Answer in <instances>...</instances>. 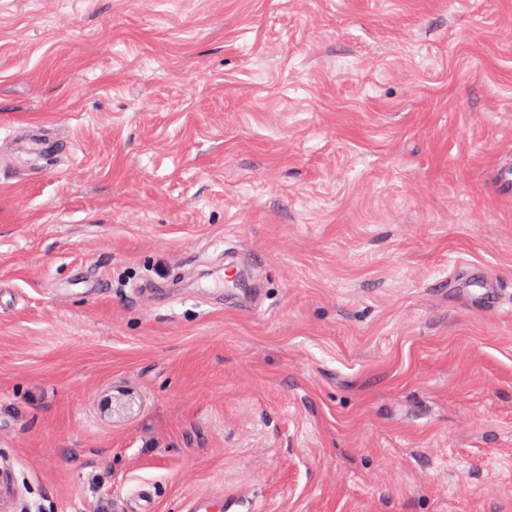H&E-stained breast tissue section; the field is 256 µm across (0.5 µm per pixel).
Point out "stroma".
Instances as JSON below:
<instances>
[{
  "mask_svg": "<svg viewBox=\"0 0 512 512\" xmlns=\"http://www.w3.org/2000/svg\"><path fill=\"white\" fill-rule=\"evenodd\" d=\"M21 124L68 153L15 156ZM512 0H0L18 512H512ZM239 247L258 314L187 297ZM96 291L85 294L87 276ZM469 279L473 284L478 285L481 290V297H490L494 303L499 307L503 301L504 288L501 285L489 283L484 279L483 271L478 266H472L469 270ZM249 508L239 496L224 494V491L195 492L186 496L180 505L181 512H243Z\"/></svg>",
  "mask_w": 512,
  "mask_h": 512,
  "instance_id": "35a3bbf8",
  "label": "stroma"
}]
</instances>
